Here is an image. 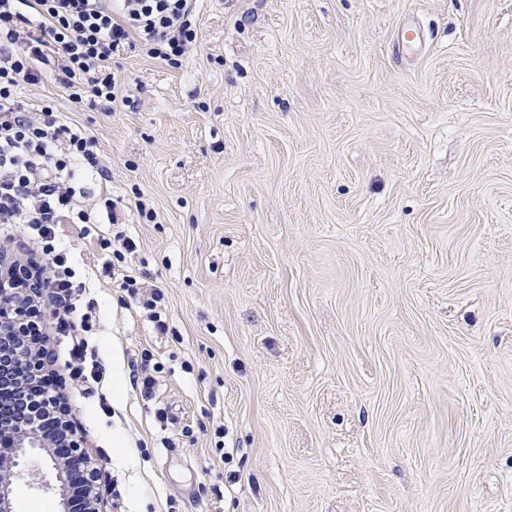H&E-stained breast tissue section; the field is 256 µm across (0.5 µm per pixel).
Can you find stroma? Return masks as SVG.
<instances>
[{"instance_id": "35a3bbf8", "label": "stroma", "mask_w": 512, "mask_h": 512, "mask_svg": "<svg viewBox=\"0 0 512 512\" xmlns=\"http://www.w3.org/2000/svg\"><path fill=\"white\" fill-rule=\"evenodd\" d=\"M194 22L180 68L114 56L130 106L27 90L111 169L68 245L101 384L38 303L100 512H512V0H196ZM0 249L44 279L41 242ZM39 467L15 512H58Z\"/></svg>"}]
</instances>
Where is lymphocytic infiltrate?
Wrapping results in <instances>:
<instances>
[{
	"label": "lymphocytic infiltrate",
	"mask_w": 512,
	"mask_h": 512,
	"mask_svg": "<svg viewBox=\"0 0 512 512\" xmlns=\"http://www.w3.org/2000/svg\"><path fill=\"white\" fill-rule=\"evenodd\" d=\"M193 0H0V225H21L47 244L46 285L75 329L78 293L64 236L90 234L82 176H107L94 135L25 91L48 82L78 107L110 111L124 76L113 57L128 47L179 65L193 48Z\"/></svg>",
	"instance_id": "obj_1"
}]
</instances>
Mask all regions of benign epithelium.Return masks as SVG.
<instances>
[{
    "mask_svg": "<svg viewBox=\"0 0 512 512\" xmlns=\"http://www.w3.org/2000/svg\"><path fill=\"white\" fill-rule=\"evenodd\" d=\"M36 291L29 284L25 265L17 259L0 258V393L27 399L40 380L48 377L46 335L35 321ZM33 413L18 421L0 417V434L12 439L11 448L0 452V512H14L11 499L13 479L21 475V464L35 452L50 457L56 471L61 512H69V470L74 462L84 468L82 496L84 512H99L100 492L88 450L73 430L63 396L46 395L34 401ZM56 419L64 439L59 441L44 430L46 417Z\"/></svg>",
    "mask_w": 512,
    "mask_h": 512,
    "instance_id": "7a95c632",
    "label": "benign epithelium"
}]
</instances>
